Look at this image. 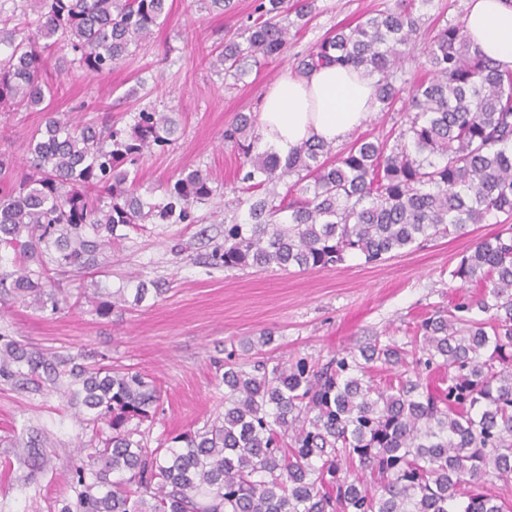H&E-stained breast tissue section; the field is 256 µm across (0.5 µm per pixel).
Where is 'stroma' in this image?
<instances>
[{
    "label": "stroma",
    "mask_w": 512,
    "mask_h": 512,
    "mask_svg": "<svg viewBox=\"0 0 512 512\" xmlns=\"http://www.w3.org/2000/svg\"><path fill=\"white\" fill-rule=\"evenodd\" d=\"M390 0H315L311 22L292 36L288 52L243 80L224 77L210 65L211 53L245 24L255 0H233L230 10L209 9L203 0H166V17L132 56L111 73L76 70L72 55L54 50L41 66L50 87V110L76 122H102L144 107L170 113L175 141L148 155L139 167L142 188L161 197L167 179L186 169L208 171L217 189L199 204L195 224H150L130 232L123 246L100 256L95 272L65 273L72 291L107 288L134 297L139 283H156L137 306L102 316L91 306L40 311L25 303L0 304V334L82 358L105 355L113 364L145 372L163 388L150 422L151 444L168 434L195 430L224 408L222 373L212 360L221 350L240 360L299 359L326 363L337 350L373 340L404 343L438 308H449L473 283L452 278L461 257L501 224H471L421 247L367 264L347 259L338 267L305 272L211 269L206 254L224 240V203L233 197L240 158L223 133L237 113L257 112L284 69L337 25L356 23ZM470 0H433L420 12L421 34L407 75L420 74L418 60L439 28L465 17ZM39 109L0 112L13 145L9 158L21 164L29 138L43 128ZM268 345H260L263 334ZM253 350H246V343ZM38 429L53 456L35 470L10 448L11 440ZM81 424L60 390L0 379V512H51L71 497L68 453Z\"/></svg>",
    "instance_id": "stroma-1"
}]
</instances>
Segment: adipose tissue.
Wrapping results in <instances>:
<instances>
[{"mask_svg":"<svg viewBox=\"0 0 512 512\" xmlns=\"http://www.w3.org/2000/svg\"><path fill=\"white\" fill-rule=\"evenodd\" d=\"M465 30L471 43L512 69V0H471ZM376 108L371 78L328 64L311 75L284 71L255 114L258 151L287 157L308 140L339 143Z\"/></svg>","mask_w":512,"mask_h":512,"instance_id":"obj_1","label":"adipose tissue"}]
</instances>
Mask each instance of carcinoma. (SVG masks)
I'll list each match as a JSON object with an SVG mask.
<instances>
[{
  "mask_svg": "<svg viewBox=\"0 0 512 512\" xmlns=\"http://www.w3.org/2000/svg\"><path fill=\"white\" fill-rule=\"evenodd\" d=\"M13 8L6 9V2ZM0 0V112L43 104V54L56 44L77 68L104 75L132 55L165 15L166 0ZM432 0H395L342 26L300 56L297 72L323 64L361 69L381 110L403 102L388 135L345 150L306 143L286 160L256 150L255 116L241 113L224 142L241 158L238 191L215 268L301 271L349 257L376 263L498 213L512 216V70L481 55L465 21L437 31L421 77L398 81ZM314 0H256L253 20L224 41L213 65L242 80L288 50L290 16ZM132 122L74 124L48 113L27 142L15 179L0 154V288L56 313L70 301L102 315L126 302L118 290L71 297L61 271L86 272L142 224H195L214 196L196 169L141 193L142 159L174 141L166 112ZM451 276L482 284L436 310L400 345L344 348L322 365L300 359L224 361V412L157 447L128 423L151 420L162 401L154 379L106 357L82 364L0 335V378L63 389L79 409L71 458L75 499L58 512H509L512 492V232L478 241ZM394 371L388 384L377 365ZM448 369V387L422 382Z\"/></svg>",
  "mask_w": 512,
  "mask_h": 512,
  "instance_id": "obj_1",
  "label": "carcinoma"
}]
</instances>
